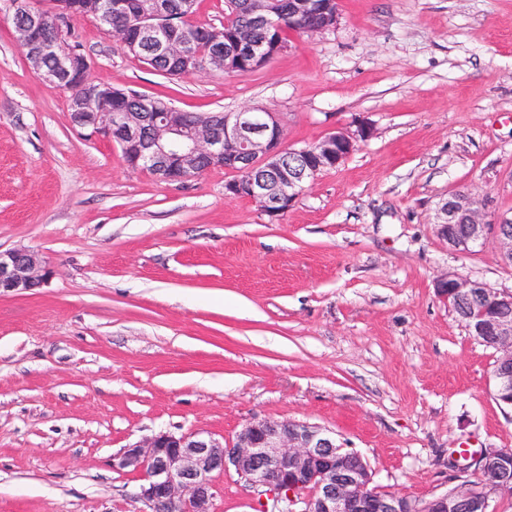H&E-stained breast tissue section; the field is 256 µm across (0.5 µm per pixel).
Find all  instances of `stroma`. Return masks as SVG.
Masks as SVG:
<instances>
[{
  "instance_id": "35a3bbf8",
  "label": "stroma",
  "mask_w": 512,
  "mask_h": 512,
  "mask_svg": "<svg viewBox=\"0 0 512 512\" xmlns=\"http://www.w3.org/2000/svg\"><path fill=\"white\" fill-rule=\"evenodd\" d=\"M12 15L0 0V249L53 275L0 296V512H148L113 456L255 418L331 430L379 491L420 500L450 487V449L512 448L495 353L434 285L452 271L512 290L494 238L461 253L435 228L459 191L512 219V0H338L329 31L226 78H167L74 20L113 87L278 113L292 147L370 125L274 218L225 197L233 171L167 184L74 130ZM216 483V512H256L234 471Z\"/></svg>"
}]
</instances>
